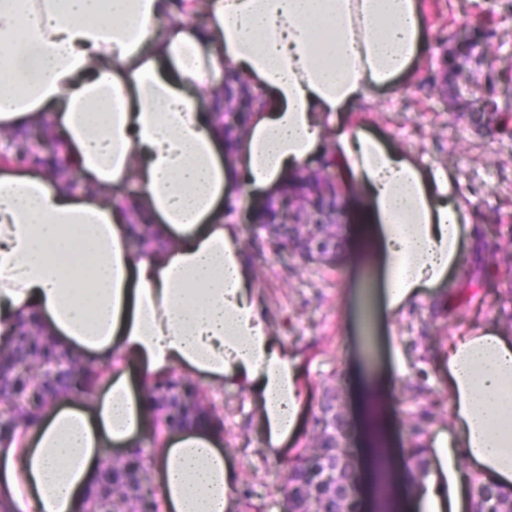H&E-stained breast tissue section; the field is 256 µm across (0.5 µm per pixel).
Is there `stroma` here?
<instances>
[{
	"label": "stroma",
	"instance_id": "stroma-1",
	"mask_svg": "<svg viewBox=\"0 0 512 512\" xmlns=\"http://www.w3.org/2000/svg\"><path fill=\"white\" fill-rule=\"evenodd\" d=\"M430 25V44L415 72L393 93L363 101L355 112L369 130L404 147L415 159H427L454 171L458 188L472 198L471 208L491 225L501 245L490 262L501 278L496 290L478 293L470 303L448 312L447 299L420 303L389 323L376 322L372 335L358 327V307L351 292L378 289L380 273L353 265L349 250L357 244L356 224L340 225L348 249L334 263L305 264L276 256L265 240L253 238L241 224L256 283L266 301L281 343L303 354L309 381L307 408L318 415L327 392H335L346 423L342 442L357 459L356 501L361 512H408L407 505L375 499L370 490L368 459L356 437L363 395L352 380L363 374L392 384L387 419L394 445L408 437L410 394L399 360L412 339L423 338L430 353L443 351L449 336L469 330L489 309L512 332V138L479 135L448 105L442 59L465 21L481 22L492 35L494 90L499 102L512 103V0H423ZM214 406L223 420L225 448L233 453L238 482L247 488L241 512H280L286 461L309 447L314 433L306 423L282 457L270 459L258 450L259 439L248 423L247 400L224 392Z\"/></svg>",
	"mask_w": 512,
	"mask_h": 512
}]
</instances>
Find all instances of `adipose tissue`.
Wrapping results in <instances>:
<instances>
[{
  "instance_id": "1",
  "label": "adipose tissue",
  "mask_w": 512,
  "mask_h": 512,
  "mask_svg": "<svg viewBox=\"0 0 512 512\" xmlns=\"http://www.w3.org/2000/svg\"><path fill=\"white\" fill-rule=\"evenodd\" d=\"M428 46L420 0H0V129L36 125L59 147L38 171L0 169V360L4 327L33 318L101 372L92 396L60 392L0 441L11 512H82L109 449L142 451L160 512H239L219 425H154L150 391L173 373L242 392L269 458L300 432L301 357L269 325L241 198L331 160L361 224L352 260L380 266L386 320L468 279L453 175L348 120ZM229 67L256 97L230 140ZM135 224L150 227L137 246ZM434 369L448 421L424 474L405 481L397 450L388 482L415 512H472L473 478L512 489V334L475 326Z\"/></svg>"
}]
</instances>
